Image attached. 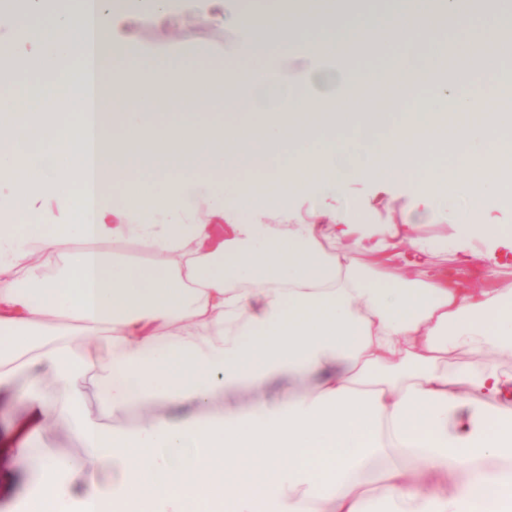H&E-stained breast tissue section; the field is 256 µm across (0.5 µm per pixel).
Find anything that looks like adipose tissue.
Instances as JSON below:
<instances>
[{"mask_svg":"<svg viewBox=\"0 0 512 512\" xmlns=\"http://www.w3.org/2000/svg\"><path fill=\"white\" fill-rule=\"evenodd\" d=\"M305 0L292 18L281 0H22L23 18L0 25V387L16 383L28 409L0 446L26 459L38 490L31 512H512V372L458 365L457 353L489 349L512 359V289L465 293L448 276L406 282L372 273L341 241L349 224L224 225V183L315 172L336 189L375 175L403 179L449 143L423 137L467 119L464 140L492 141L469 156L474 210L512 189V74L483 82L512 59V0H488V32L455 49L416 42L459 15L463 0H390L369 17ZM275 20L302 54L253 66L170 71L119 69L138 54L137 26L159 31L232 13L226 55H251L268 38L253 10ZM48 13L46 23L34 15ZM403 43L387 67L362 71L335 97L304 83L256 116L218 112L203 126H155L158 91L205 89L242 97L278 91L292 65L340 57L368 26ZM95 38L116 68L96 109H82L75 78ZM497 48V56L478 44ZM52 77L50 88L22 69ZM53 97L58 111L38 109ZM411 104L404 120L375 129L373 111ZM54 153L10 142L15 120ZM480 239L496 261L512 230L468 224L454 250ZM133 241L144 260L113 261ZM78 330L84 347L68 336ZM307 372L315 388L269 397L272 380ZM94 385L98 409L86 406ZM256 389L244 409L217 412L225 391ZM189 406L117 430L112 416L149 405ZM62 423L81 456L32 453L30 436Z\"/></svg>","mask_w":512,"mask_h":512,"instance_id":"obj_1","label":"adipose tissue"}]
</instances>
